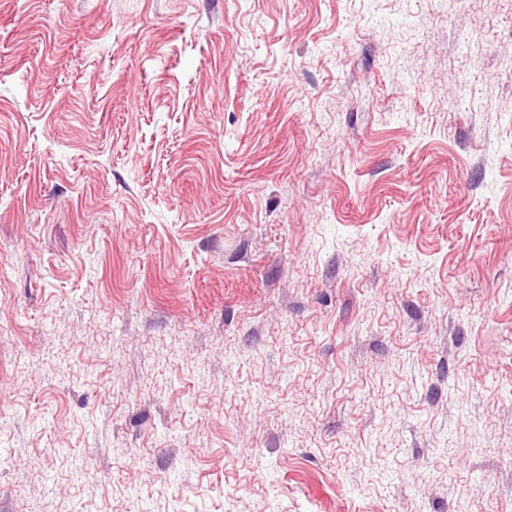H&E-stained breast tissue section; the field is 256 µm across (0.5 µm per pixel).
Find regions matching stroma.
Instances as JSON below:
<instances>
[{
  "instance_id": "stroma-1",
  "label": "stroma",
  "mask_w": 512,
  "mask_h": 512,
  "mask_svg": "<svg viewBox=\"0 0 512 512\" xmlns=\"http://www.w3.org/2000/svg\"><path fill=\"white\" fill-rule=\"evenodd\" d=\"M0 512H512V0H0Z\"/></svg>"
}]
</instances>
